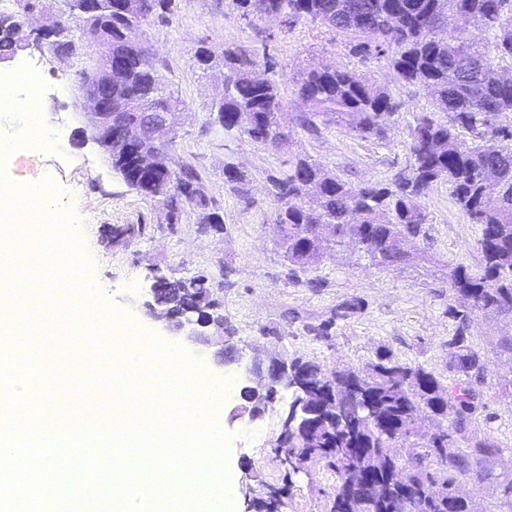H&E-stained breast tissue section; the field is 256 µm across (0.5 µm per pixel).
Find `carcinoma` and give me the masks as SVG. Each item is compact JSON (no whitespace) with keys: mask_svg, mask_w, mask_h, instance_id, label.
<instances>
[{"mask_svg":"<svg viewBox=\"0 0 512 512\" xmlns=\"http://www.w3.org/2000/svg\"><path fill=\"white\" fill-rule=\"evenodd\" d=\"M19 11L0 18V52L15 45L23 19L46 9L45 0H16ZM130 10L112 0V111L151 112L164 103L171 112L186 104L173 96L165 75L148 49L131 47L126 32L164 21L178 9L176 0H137ZM243 15L286 14L290 25L301 20L344 34L356 52L383 59L401 83L423 87L435 111L445 115L417 118L410 127V164L385 186L354 184L297 153L274 180L275 222L282 225L281 243L288 261L302 267L318 263L326 245L351 244L378 265L409 260L428 217L422 198L444 180L460 209L480 226L477 247L480 269L448 264V296L463 302L450 308L458 320L449 370L453 385L442 383L421 366L400 362L388 350L366 371L326 372L314 362L295 361L293 374L303 387L315 416L297 420L283 442L286 461L294 469L304 458L328 459L339 486L331 512H477L472 499L456 498L454 475L481 482L490 472L488 451L499 453L486 436L468 431L475 410L469 377L479 357L468 344L470 316L494 312L512 320V79L497 78L503 65L512 74V0H234ZM66 16L57 20L61 51L75 50V22L89 33L90 23L64 0ZM483 18L488 38L470 36V17ZM224 141L247 138L274 150L288 151V112L277 84L248 74L254 55L224 50ZM297 94L307 107L299 124L345 126L361 139L380 140L397 106L388 90L356 73L336 67H313L302 73ZM118 163L151 183L147 196L168 206L178 199L201 210V223L219 224L209 212L194 170L182 166L169 173L140 171L137 149L112 129L107 146ZM224 179L242 193L247 176L232 162ZM208 282L165 281L158 302L170 317L180 312L177 296H189L202 309ZM422 413L448 425L435 432L419 428ZM408 449L400 461L395 449ZM448 473L446 491L428 492L438 472Z\"/></svg>","mask_w":512,"mask_h":512,"instance_id":"carcinoma-1","label":"carcinoma"}]
</instances>
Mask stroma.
I'll list each match as a JSON object with an SVG mask.
<instances>
[{
    "label": "stroma",
    "mask_w": 512,
    "mask_h": 512,
    "mask_svg": "<svg viewBox=\"0 0 512 512\" xmlns=\"http://www.w3.org/2000/svg\"><path fill=\"white\" fill-rule=\"evenodd\" d=\"M136 35L151 46L171 91L186 103L170 162L196 171L211 211L224 221L222 229L199 224L194 214L168 223L164 207L127 186L84 134L80 73L100 55L86 39L64 59L32 45L0 58V77L13 79L30 68L41 72L43 110L66 138L60 152L22 146L0 159V175L17 184L52 180L88 264L82 285L99 291L104 312L127 314L143 337L178 345L214 376L233 379L236 389L224 402V431L233 437L230 512H266L261 502L272 489L280 493L279 512H330L336 496L333 471L321 460L292 471L284 462V449L277 446L288 394H280L256 420L234 418L252 360L300 359L329 371L358 369L383 349L444 383L454 382L448 342L457 322L448 314V266H480L479 227L442 182L422 200L428 222L414 259L383 267L345 246L313 267L289 263L274 226L272 195V181L287 168L289 156L248 139L225 143L212 116L224 93L220 59L228 48L253 51L293 114L305 110L296 80L313 66L345 68L387 88L398 109L385 139L362 140L340 126L314 132L290 127L299 152L357 184L388 181L408 166L409 128L415 118L431 112L429 96L421 86L394 80L385 61L352 55L341 33L304 20L286 31L274 20L243 16L231 0H180L168 21L143 26ZM203 47L213 54L212 67L197 61ZM228 161L248 174L246 194L225 183ZM115 227L124 228V236L108 240ZM201 275L224 317V333L237 349L236 361L227 365L218 346L186 343L175 324L147 311L155 278ZM510 331L512 322L494 314L472 315L467 330L480 359L470 377L477 399L468 427L491 436L501 452L488 479L475 484L460 476L455 486L486 512H502L503 487L512 481V396L500 391L501 384L512 380V355L498 350Z\"/></svg>",
    "instance_id": "35a3bbf8"
}]
</instances>
